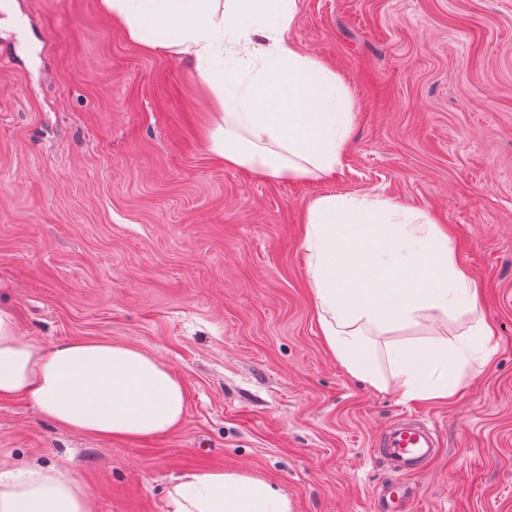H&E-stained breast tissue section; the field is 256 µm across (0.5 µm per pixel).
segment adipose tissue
Listing matches in <instances>:
<instances>
[{
    "mask_svg": "<svg viewBox=\"0 0 512 512\" xmlns=\"http://www.w3.org/2000/svg\"><path fill=\"white\" fill-rule=\"evenodd\" d=\"M145 50L192 63L215 121L207 146L225 165L275 178H326L353 122L335 71L287 39L296 0H102ZM302 250L317 321L354 377L407 400L451 399L472 358L488 364L495 331L477 310L479 289L448 231L382 195H325L304 214ZM471 317L455 341H391L425 314ZM81 433L140 439L183 420L182 380L141 348L109 341L36 342L0 306V400ZM0 512H94L71 473L0 457ZM167 512H290L270 483L213 470L177 479Z\"/></svg>",
    "mask_w": 512,
    "mask_h": 512,
    "instance_id": "1",
    "label": "adipose tissue"
}]
</instances>
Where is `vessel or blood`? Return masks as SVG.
Listing matches in <instances>:
<instances>
[{"instance_id":"obj_1","label":"vessel or blood","mask_w":512,"mask_h":512,"mask_svg":"<svg viewBox=\"0 0 512 512\" xmlns=\"http://www.w3.org/2000/svg\"><path fill=\"white\" fill-rule=\"evenodd\" d=\"M437 448L434 429L404 421L387 427L376 441L374 454L390 462L399 479L381 489L375 500L376 512H411L419 490L410 478L435 457Z\"/></svg>"}]
</instances>
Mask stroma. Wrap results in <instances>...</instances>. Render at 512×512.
Masks as SVG:
<instances>
[{"mask_svg": "<svg viewBox=\"0 0 512 512\" xmlns=\"http://www.w3.org/2000/svg\"><path fill=\"white\" fill-rule=\"evenodd\" d=\"M353 114L328 179L209 151L191 64L130 42L102 0H0V305L39 342L112 340L183 381L174 430L79 434L0 400V452L70 472L97 512H164L176 478L263 479L291 512H373V439L403 414L439 452L416 512H512V0H297L289 33ZM383 194L447 227L497 331L452 400L351 377L314 314L303 215Z\"/></svg>", "mask_w": 512, "mask_h": 512, "instance_id": "1", "label": "stroma"}]
</instances>
